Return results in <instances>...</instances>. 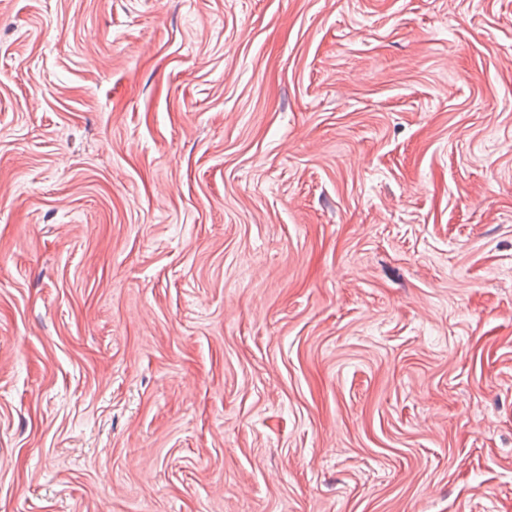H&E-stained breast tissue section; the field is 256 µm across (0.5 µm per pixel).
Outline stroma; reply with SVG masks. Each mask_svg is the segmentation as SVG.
<instances>
[{"label":"stroma","instance_id":"stroma-1","mask_svg":"<svg viewBox=\"0 0 512 512\" xmlns=\"http://www.w3.org/2000/svg\"><path fill=\"white\" fill-rule=\"evenodd\" d=\"M0 512H512V0H0Z\"/></svg>","mask_w":512,"mask_h":512}]
</instances>
